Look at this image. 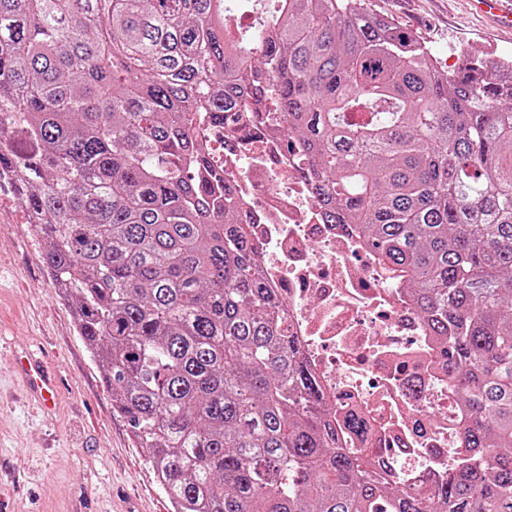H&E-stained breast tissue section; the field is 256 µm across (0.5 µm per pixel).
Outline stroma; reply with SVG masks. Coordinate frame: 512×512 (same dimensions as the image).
Listing matches in <instances>:
<instances>
[{
    "mask_svg": "<svg viewBox=\"0 0 512 512\" xmlns=\"http://www.w3.org/2000/svg\"><path fill=\"white\" fill-rule=\"evenodd\" d=\"M374 12L420 36L438 67L512 56V35L491 31L467 0H371ZM45 241L30 230L10 185L0 186V512H172L146 452L112 407L101 364L76 331L42 264ZM29 351L57 383L42 413L14 367Z\"/></svg>",
    "mask_w": 512,
    "mask_h": 512,
    "instance_id": "35a3bbf8",
    "label": "stroma"
}]
</instances>
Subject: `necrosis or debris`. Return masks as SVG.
Segmentation results:
<instances>
[{
  "label": "necrosis or debris",
  "instance_id": "1",
  "mask_svg": "<svg viewBox=\"0 0 512 512\" xmlns=\"http://www.w3.org/2000/svg\"><path fill=\"white\" fill-rule=\"evenodd\" d=\"M203 130L214 178L235 182L265 279L315 375L340 446L400 489L430 495L465 464L466 408L408 290L346 226L328 222L279 121ZM358 431H351V424Z\"/></svg>",
  "mask_w": 512,
  "mask_h": 512
}]
</instances>
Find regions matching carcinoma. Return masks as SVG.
Wrapping results in <instances>:
<instances>
[{
  "label": "carcinoma",
  "mask_w": 512,
  "mask_h": 512,
  "mask_svg": "<svg viewBox=\"0 0 512 512\" xmlns=\"http://www.w3.org/2000/svg\"><path fill=\"white\" fill-rule=\"evenodd\" d=\"M0 0V182L173 512H512V74L440 70L365 0ZM277 114L325 217L406 279L467 405L428 496L340 447L193 126Z\"/></svg>",
  "instance_id": "cac0c4a2"
}]
</instances>
